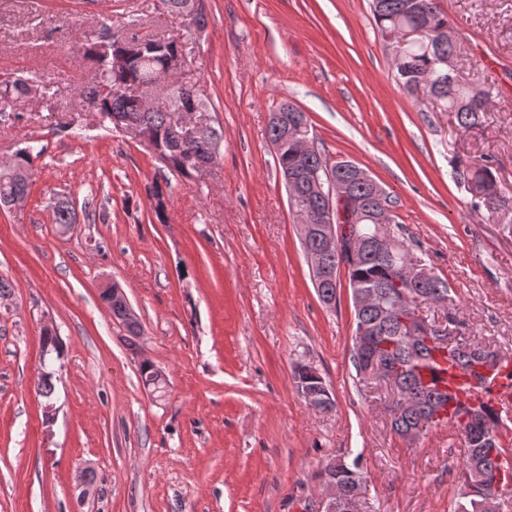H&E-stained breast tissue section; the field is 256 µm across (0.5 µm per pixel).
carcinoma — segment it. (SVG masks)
I'll use <instances>...</instances> for the list:
<instances>
[{
	"label": "carcinoma",
	"instance_id": "cac0c4a2",
	"mask_svg": "<svg viewBox=\"0 0 512 512\" xmlns=\"http://www.w3.org/2000/svg\"><path fill=\"white\" fill-rule=\"evenodd\" d=\"M412 0H372V14L381 35L385 38L396 37L394 50L401 52V65L394 67L395 77L407 90L419 82L427 80L441 86L442 103L454 118L455 129L465 132L479 124L492 94L490 90L475 91L472 86L454 81L440 70L438 59L457 52V46L451 41L439 40L437 32L448 26V14L442 8L440 0H418L421 11L411 5ZM420 26L427 27L423 35L413 37L404 44H399L397 37L406 31ZM108 50H99L101 42L89 45L87 54L97 64L94 85L96 95H90V87L80 90L85 102L105 121H112V114L119 112L130 121L149 131L156 153L163 158L161 165L170 172H178L183 178L191 180L198 173L196 165L208 163L213 159L214 144L221 140L222 133L211 123L193 135L184 138L181 144H173L171 138L172 116L175 112H208L214 109L198 97L193 85L183 84L174 88L167 96V103L153 110L144 111L138 97L133 93L136 86L149 80L152 74L165 67L174 55L184 52L181 37L172 36L158 40L143 38V49L135 54H127L126 40L111 36L106 38ZM38 92V87L30 79L15 78L9 82H0V102L13 103ZM269 140L274 149L276 170L281 178L295 169L306 172L340 169L342 162H329L319 150L300 156L292 142L293 129L271 124L268 127ZM40 152L33 147L21 149L16 155V165L27 171H33L34 161ZM453 177L462 184L470 195V205L476 211L494 214L504 209L503 196L499 191L496 169L486 159L479 161H458L453 170ZM31 183L16 182L0 172V206L12 205L15 208L26 207ZM358 197L365 200L371 211H381L393 205L390 196L377 198L368 187L357 184ZM171 190L168 181H154L150 200L151 208L159 222H164L170 204ZM289 205L297 210L304 207L310 210L311 223H320L322 199L307 184L297 187L296 199ZM54 223L60 232L65 233L75 223V209L70 202L61 201L54 209ZM394 256L379 257L370 247L357 253L348 260L349 284H357L381 293L382 301L387 303L398 296L394 288L398 275L399 258L410 254V244L403 238L395 239ZM317 282L320 299L336 297L338 282L320 280L318 272H313ZM119 284L112 283L101 293V299L112 313V318L122 325L128 333L130 345H135L134 338L140 336L141 324L136 317L129 316L123 299L115 296ZM419 295V304L431 306L448 301V280L436 273L415 286ZM369 326L373 336V346L365 351L352 349V365L357 383L368 386L365 370L372 361H381L387 365L403 369L398 383L400 391L407 399L414 401L410 412L402 410L399 405L392 407L391 429L397 435L416 425L422 406L432 400H448V408L443 417L437 418L433 426L442 424L454 426L463 437V467L461 482L463 491L456 501L454 512H494L492 506L500 504V494L492 477L501 474L503 484L512 480V428L501 414L485 403L463 402L439 389V371L436 359L440 355L455 366L470 371L479 377L475 361L465 355L456 354L444 346L438 339L428 337L414 347L406 333L399 325L388 323L380 318L379 309L369 308L355 313V326ZM43 352L60 358L62 344L56 332L44 330L42 337ZM309 366L301 365L296 370L298 388L303 398H311V403L321 409L331 405V397L322 376L307 373ZM53 374L45 372L38 380L37 389L44 404L53 402ZM320 477L336 481L340 493L349 497L362 487L364 475L359 458L347 462L342 456L336 457V466L326 464L320 471Z\"/></svg>",
	"mask_w": 512,
	"mask_h": 512
}]
</instances>
